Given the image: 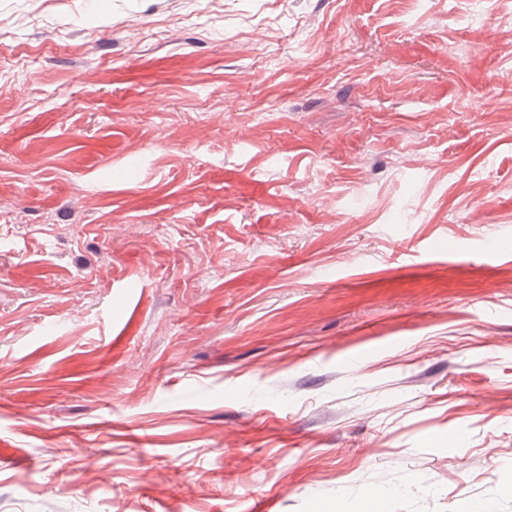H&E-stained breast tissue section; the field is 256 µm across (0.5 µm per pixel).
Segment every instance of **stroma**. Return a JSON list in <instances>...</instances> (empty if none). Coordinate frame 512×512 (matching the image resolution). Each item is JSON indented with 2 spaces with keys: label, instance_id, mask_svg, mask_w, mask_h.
<instances>
[{
  "label": "stroma",
  "instance_id": "35a3bbf8",
  "mask_svg": "<svg viewBox=\"0 0 512 512\" xmlns=\"http://www.w3.org/2000/svg\"><path fill=\"white\" fill-rule=\"evenodd\" d=\"M512 0H0V512H512Z\"/></svg>",
  "mask_w": 512,
  "mask_h": 512
}]
</instances>
